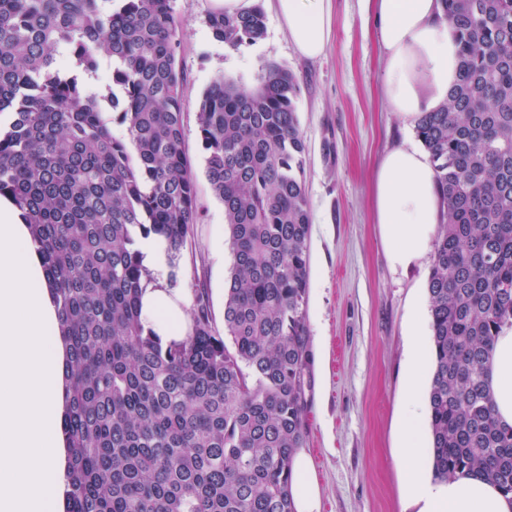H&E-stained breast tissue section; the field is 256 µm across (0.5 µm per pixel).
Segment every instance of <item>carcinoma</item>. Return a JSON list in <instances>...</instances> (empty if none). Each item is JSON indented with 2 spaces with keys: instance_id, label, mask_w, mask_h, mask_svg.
I'll use <instances>...</instances> for the list:
<instances>
[{
  "instance_id": "carcinoma-1",
  "label": "carcinoma",
  "mask_w": 512,
  "mask_h": 512,
  "mask_svg": "<svg viewBox=\"0 0 512 512\" xmlns=\"http://www.w3.org/2000/svg\"><path fill=\"white\" fill-rule=\"evenodd\" d=\"M441 5L458 78L416 126L445 205L428 278L432 470L512 494V426L487 383L512 325V0ZM207 23L231 49L266 30L258 3ZM179 45L173 0H0V196L30 225L69 354L64 512H296L313 387L299 81L267 61L255 87L221 76L203 93L233 257L224 335L199 288L186 336L164 344L140 318L155 278L136 243L156 237L174 260L197 223ZM106 60L101 97L86 77Z\"/></svg>"
}]
</instances>
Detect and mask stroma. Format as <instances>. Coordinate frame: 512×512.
<instances>
[{"label":"stroma","instance_id":"35a3bbf8","mask_svg":"<svg viewBox=\"0 0 512 512\" xmlns=\"http://www.w3.org/2000/svg\"><path fill=\"white\" fill-rule=\"evenodd\" d=\"M174 8L181 29L178 62L187 77L184 148L199 218L175 277L158 284L189 302L195 289H205L214 327L223 331L231 252L224 206L204 172L199 102L216 77L251 88L263 62L288 68L300 84L296 108L311 211L307 322L314 386L303 453L320 512H418L405 496L398 428L412 316H429L432 260L391 267L374 222L375 170L387 151L416 141L417 133L383 99L382 61L366 0H333L331 39L314 61L299 57L273 10L265 12L261 40L231 49L207 26L217 0H174Z\"/></svg>","mask_w":512,"mask_h":512}]
</instances>
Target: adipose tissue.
Listing matches in <instances>:
<instances>
[{
  "label": "adipose tissue",
  "mask_w": 512,
  "mask_h": 512,
  "mask_svg": "<svg viewBox=\"0 0 512 512\" xmlns=\"http://www.w3.org/2000/svg\"><path fill=\"white\" fill-rule=\"evenodd\" d=\"M288 38L305 60L322 57L332 31V0H274ZM384 68L383 94L409 126L442 105L456 81L458 48L439 0H367ZM442 205L427 154L412 143L387 152L375 179L374 220L389 262L408 268L429 251ZM141 318L162 342L184 337L187 313L164 288L147 289ZM43 259L20 210L0 196V512H61L65 466V348ZM490 380L498 418L512 425V328L497 336ZM421 407L409 402L398 459L406 494L419 512H512L485 475L448 481L424 474L431 453L420 437Z\"/></svg>",
  "instance_id": "1"
}]
</instances>
